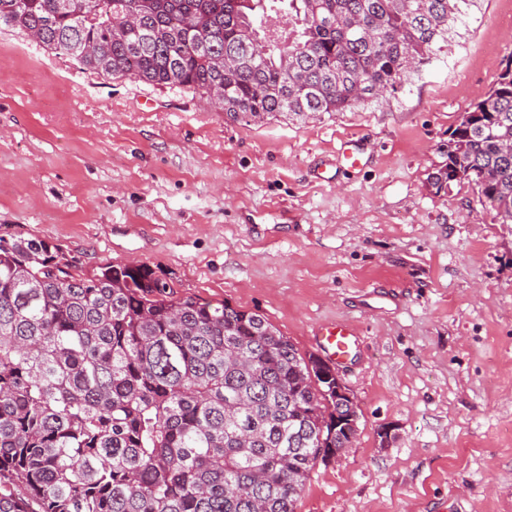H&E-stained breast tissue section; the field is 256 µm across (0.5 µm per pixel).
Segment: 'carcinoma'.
<instances>
[{
    "mask_svg": "<svg viewBox=\"0 0 512 512\" xmlns=\"http://www.w3.org/2000/svg\"><path fill=\"white\" fill-rule=\"evenodd\" d=\"M473 3L0 0V29L255 123L396 92ZM469 111L431 185L474 184L512 224V56ZM315 375L255 312L177 297L146 265L75 274L47 242L0 236V512H294L319 449L345 447Z\"/></svg>",
    "mask_w": 512,
    "mask_h": 512,
    "instance_id": "1",
    "label": "carcinoma"
}]
</instances>
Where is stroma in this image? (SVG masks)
I'll return each instance as SVG.
<instances>
[{
	"label": "stroma",
	"instance_id": "35a3bbf8",
	"mask_svg": "<svg viewBox=\"0 0 512 512\" xmlns=\"http://www.w3.org/2000/svg\"><path fill=\"white\" fill-rule=\"evenodd\" d=\"M510 55L512 0H476L397 93L246 125L2 29L0 235L43 239L78 274L147 265L176 295L263 315L303 355L321 325H350L338 370L357 435L295 512H512V224L475 186L428 182Z\"/></svg>",
	"mask_w": 512,
	"mask_h": 512
}]
</instances>
